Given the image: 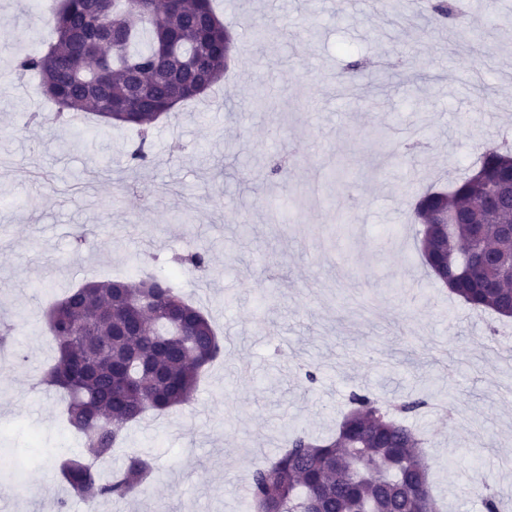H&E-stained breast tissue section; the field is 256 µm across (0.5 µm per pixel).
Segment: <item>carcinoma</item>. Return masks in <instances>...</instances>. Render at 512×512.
Masks as SVG:
<instances>
[{
  "label": "carcinoma",
  "instance_id": "1",
  "mask_svg": "<svg viewBox=\"0 0 512 512\" xmlns=\"http://www.w3.org/2000/svg\"><path fill=\"white\" fill-rule=\"evenodd\" d=\"M152 0H60L46 48L20 57L17 69L40 77L58 106L53 119L91 112L105 124L136 127L129 160H145L150 126L172 112L165 104L207 96L228 67L231 33L211 0H174L159 11ZM119 31L101 43L100 30ZM512 177V151L483 153L471 173L446 191H428L412 211L423 225L421 256L434 276L473 309L512 317V202L494 210L475 197L491 180ZM448 211L450 231L433 223ZM497 287L486 288L487 280ZM57 358L37 381L67 397L65 421L83 440L77 457H63L58 472L71 494L96 504L147 490L157 470L148 454L132 452L104 475L97 462L112 457L128 424L147 412L163 413L194 400L197 383L224 347L209 319L169 282L89 281L44 312ZM419 438L384 404L353 392L335 435L315 440L295 432L287 448L254 468L248 484L251 512H437L428 459ZM485 512L499 502L480 482Z\"/></svg>",
  "mask_w": 512,
  "mask_h": 512
}]
</instances>
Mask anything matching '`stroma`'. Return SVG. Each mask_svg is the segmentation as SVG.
Here are the masks:
<instances>
[{
    "label": "stroma",
    "instance_id": "stroma-1",
    "mask_svg": "<svg viewBox=\"0 0 512 512\" xmlns=\"http://www.w3.org/2000/svg\"><path fill=\"white\" fill-rule=\"evenodd\" d=\"M457 2L397 25L364 0H217L230 69L159 120L135 169L134 131L28 122L47 101L16 60L46 16L0 0V512L85 508L57 469L79 439L36 387L55 357L43 308L89 278H169L198 246L209 263L180 289L224 354L194 403L128 427L115 459L151 455L159 477L98 512H241L254 466L291 432L333 434L354 392L426 395L407 422L442 512H484L481 479L512 489V320L429 275L409 214L512 130V0ZM16 448L40 462L18 487Z\"/></svg>",
    "mask_w": 512,
    "mask_h": 512
}]
</instances>
